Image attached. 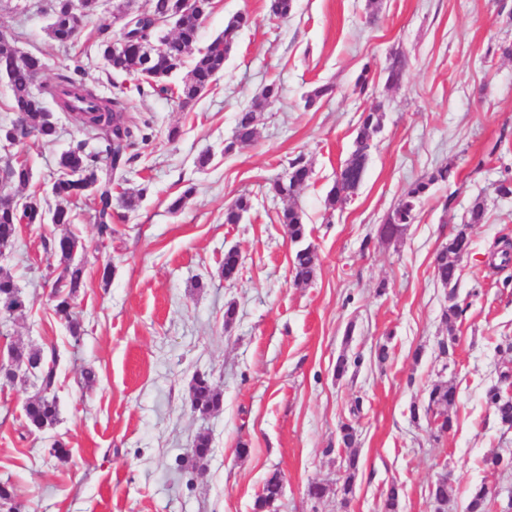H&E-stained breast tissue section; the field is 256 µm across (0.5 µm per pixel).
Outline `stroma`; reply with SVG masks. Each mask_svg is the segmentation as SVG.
Instances as JSON below:
<instances>
[{"instance_id": "1", "label": "stroma", "mask_w": 512, "mask_h": 512, "mask_svg": "<svg viewBox=\"0 0 512 512\" xmlns=\"http://www.w3.org/2000/svg\"><path fill=\"white\" fill-rule=\"evenodd\" d=\"M49 3L0 0V29L45 63L38 86L82 66L99 96L124 92L148 138L136 142L112 184L114 196L139 202L111 238L99 237L91 199L70 204L86 268L74 301L79 337L54 312L59 260L44 247L64 227H21L0 259L27 297L24 311L0 322V346L60 353L52 428L28 431L29 382L0 385V481L14 485L21 512H254L274 472L283 495L273 512H381L393 485L400 512H433L429 489L442 476L452 487L445 512H466L480 484L494 492L491 512H512V469L483 465L487 453L512 454V430L485 402L499 372L512 368V277L489 265L497 239H512V196L494 191L512 178V57L502 52L512 44V0H379L374 19L367 0H296L285 22L270 19L266 0H214L199 45L236 14L250 24L217 82L186 108L166 94L138 95L135 78L113 74L94 50L101 23L119 33L113 0H100L69 47L48 34ZM395 52L408 67L391 85L384 67ZM367 63L374 76L362 92L356 80ZM273 80L281 98L260 112L257 141L225 153L238 111ZM321 84L331 93L306 106ZM376 104L383 119L363 181L344 210L329 212L326 194L363 112ZM55 118L57 138L24 152L31 183L11 189L46 208L57 205L50 186L60 155L79 141L91 151L102 146L70 113ZM204 153L211 160L202 167ZM300 154L310 180L294 199L275 195L273 183ZM447 163L456 181L435 184L400 237H381L404 189ZM190 186L194 194L171 212L170 202ZM242 194L250 211L225 223V205ZM479 197L485 219L469 229L458 283L466 310L449 323L448 290L433 261ZM291 205L302 211L318 255L302 286L293 283L294 247L279 220ZM232 247L241 266L228 282L222 265ZM107 263L114 269L108 281L100 273ZM230 305L236 313L228 323ZM448 339L454 349L446 354L440 344ZM382 344L389 357L381 363ZM342 355L362 363L339 378ZM200 373L223 395L221 408L205 415L190 401ZM439 381L457 390L454 426L441 436L410 414ZM344 422L357 431L351 449L340 442ZM202 433L211 453L185 467ZM58 441L67 456L55 454ZM242 442L250 448L244 457L236 453ZM352 453L358 469L345 498L340 487ZM312 481L329 488L317 503L306 497Z\"/></svg>"}]
</instances>
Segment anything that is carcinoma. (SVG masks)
<instances>
[{
  "mask_svg": "<svg viewBox=\"0 0 512 512\" xmlns=\"http://www.w3.org/2000/svg\"><path fill=\"white\" fill-rule=\"evenodd\" d=\"M150 7L141 13L134 29L136 41L118 54L112 53V38L108 35V26L98 29L97 51L107 65L116 74L134 75L139 80L136 92L143 96L150 91L157 93L177 92L182 104L187 106L207 90L224 71L225 59L235 43L239 32L248 26L249 18L238 14L228 20L224 31L213 38L205 47L197 51L192 58L188 80L174 90L170 78L174 72L184 67L191 47L196 44L202 28V22L211 12L209 0H201L200 8L192 11L181 7V0H149ZM76 0H55L53 16L55 28L50 37L62 44L72 43L78 37L69 25L70 15L74 12ZM295 0H269L268 14L271 18L286 21L293 13ZM175 19L173 31L160 36L163 49L152 59L144 57L137 41H145L165 26L169 19ZM407 61L403 54L390 56L385 68L387 82L399 84L405 75ZM43 67L42 59L34 54L13 66L9 76L12 110L24 115V123L12 127L10 134L20 143L30 137L51 140L57 137L58 128L54 120L46 117L47 107L44 96L65 100V111H74V105H81L82 111L91 115L86 131L103 140V148L97 152H88L85 143L80 141L64 152L58 161L53 181V195L62 201H70L85 195L82 187L72 180V175L81 173L86 181H100V189L92 194L94 218L98 234L103 239L112 237V175L120 172L130 161L128 150L134 146L133 132L127 126L121 133H112V120L128 111L124 97L116 95L105 99L96 94L84 79H76L62 74L54 85H47L36 94L33 91L35 76ZM281 97V86L275 82L267 84L259 101L241 109L235 119V132L232 140L224 147V152H232L236 147L250 145L257 139V112L265 104H272ZM382 120L381 106L377 105L363 113L361 125L353 143V150L340 167V178L336 179L325 198L326 209L335 211L343 208L361 184L368 160L370 141L378 131ZM311 168L304 156L299 155L289 164L288 178L274 184V191L290 199L310 179ZM454 176L452 165L436 169L426 178L418 179L407 186L397 203L385 217V222L392 225L386 238L391 239L402 232L403 227L412 223L417 216V208L437 182H448ZM32 179V169L27 159L5 162L0 169V182L4 184L26 186ZM251 207L250 198L241 195L224 210V223H240L242 214ZM485 204L476 200L464 220L462 228L442 246L435 257L434 275L443 287L448 289V308L443 316L446 319L458 318L463 309L457 302V283L459 280L461 254L468 253L471 245L467 229L473 224L483 222ZM43 207L32 198L25 211L18 213L0 204V244L12 243L17 234V225L42 223ZM280 223L285 225L290 242L299 245L292 260L293 282L306 284L315 273L317 255L312 244L305 243L307 225L303 214L295 207L283 210ZM79 240L72 232L55 237L48 242V247L59 257L62 270L52 285V297L55 300V312L64 318L72 336H79V324L71 317L72 302L83 286L85 265L74 261ZM240 265L239 252L229 249L224 252L222 274L224 280L236 278ZM26 308V296L16 283L13 275L0 269V316L9 317ZM15 361L28 363L41 362L39 371L40 386L38 392L28 400L25 406L27 425L38 430L50 427L57 421L55 388L57 384V366L59 354L52 352L46 357L39 350L24 352L18 346L11 347ZM512 386V371L507 369L499 374L498 382L486 392V402L500 424L512 429V396L507 390ZM456 388L446 382L434 384L428 392L427 404L413 405L410 413L413 418L423 414L432 420L436 432L445 434L452 428V419L448 409L455 404ZM223 403V397L206 374H198L191 385L192 407L209 413L217 410ZM281 479L273 474L264 483L262 493L258 495L254 512H264L275 503L280 495ZM451 487L448 478L438 479L430 488L429 496L434 503H448ZM491 495L489 489L482 485L474 489L467 505V512H489Z\"/></svg>",
  "mask_w": 512,
  "mask_h": 512,
  "instance_id": "obj_1",
  "label": "carcinoma"
}]
</instances>
